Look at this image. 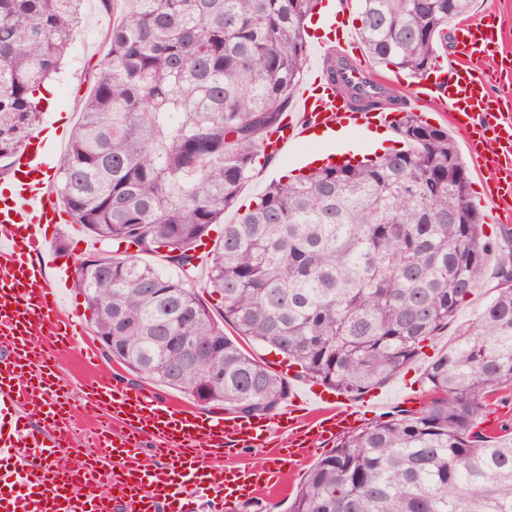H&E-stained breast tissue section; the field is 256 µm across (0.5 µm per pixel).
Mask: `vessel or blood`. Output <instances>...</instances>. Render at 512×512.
<instances>
[{"label": "vessel or blood", "instance_id": "obj_1", "mask_svg": "<svg viewBox=\"0 0 512 512\" xmlns=\"http://www.w3.org/2000/svg\"><path fill=\"white\" fill-rule=\"evenodd\" d=\"M326 29L332 51L351 64L345 80L359 85L369 79L347 29L333 21ZM455 38L458 49L450 63L439 64L435 78L420 79L412 97L419 104L447 105L471 154L492 172V213L497 223L508 225L512 115L504 112L491 82L512 76V68L498 61L485 71L484 24L457 28ZM296 104L297 114L270 138L267 152L285 153L318 133H365L398 120L388 110L352 108L323 74L302 85ZM54 143V137L37 135L30 150L14 157L13 176L0 188V512H187L200 495L231 510L281 484L321 445L358 428V406L325 391L313 392L308 403L293 399L272 418H241L177 407L151 390L98 373L83 382L82 393L124 429L96 432L94 445L107 449L108 458L70 463L65 453L72 446L67 433L75 413L71 389L38 339L48 336L63 349L78 351L86 364L99 353L94 346H80L79 323L60 301L75 269L61 260L48 233L64 218L52 190ZM148 440L154 445L151 464L141 457ZM260 447L272 448L274 467H207L199 461L203 451L231 456Z\"/></svg>", "mask_w": 512, "mask_h": 512}]
</instances>
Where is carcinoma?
I'll use <instances>...</instances> for the list:
<instances>
[{
    "mask_svg": "<svg viewBox=\"0 0 512 512\" xmlns=\"http://www.w3.org/2000/svg\"><path fill=\"white\" fill-rule=\"evenodd\" d=\"M316 2L122 0L56 184L72 222L114 246L83 259L74 280L108 356L247 417L277 409L289 384L224 324L356 397L448 326L498 249L448 131L407 111L408 149L290 175L223 224L206 258L219 309L195 290L197 245L291 111ZM471 3L358 0L361 44L376 64L423 76ZM78 5L0 0V161L39 124L35 94L75 40ZM339 90L359 109L405 104L386 86ZM498 279L426 371L427 400L336 440L289 512H512V427L480 422L512 386V250Z\"/></svg>",
    "mask_w": 512,
    "mask_h": 512,
    "instance_id": "carcinoma-1",
    "label": "carcinoma"
}]
</instances>
